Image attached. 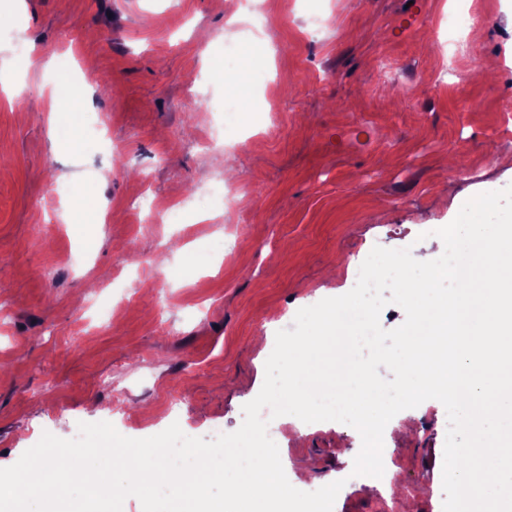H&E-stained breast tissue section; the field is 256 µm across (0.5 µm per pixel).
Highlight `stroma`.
<instances>
[{"mask_svg":"<svg viewBox=\"0 0 512 512\" xmlns=\"http://www.w3.org/2000/svg\"><path fill=\"white\" fill-rule=\"evenodd\" d=\"M259 2L256 16L239 0H26L19 17L0 0L42 60L0 96V468L43 433L69 439L112 415L136 438L174 416L191 437L236 431L283 318L349 292L373 247L438 258L434 230L512 185V0ZM460 5L481 21L447 36ZM321 12L316 33L306 18ZM228 34L242 45L232 67ZM64 62L95 65L107 85H74L76 112L49 108ZM231 68L243 91L225 86ZM89 118L109 151L53 147L51 121L75 132ZM216 125L221 148H199ZM462 163L472 177L451 178ZM218 176L257 203L190 208ZM73 189L88 202L79 224ZM154 208L175 223L151 221ZM224 240L235 248L220 271L171 278L185 253ZM413 413L384 443L394 492L407 512H443L447 412L430 399ZM275 426L285 474L306 491L362 446L339 422Z\"/></svg>","mask_w":512,"mask_h":512,"instance_id":"35a3bbf8","label":"stroma"}]
</instances>
